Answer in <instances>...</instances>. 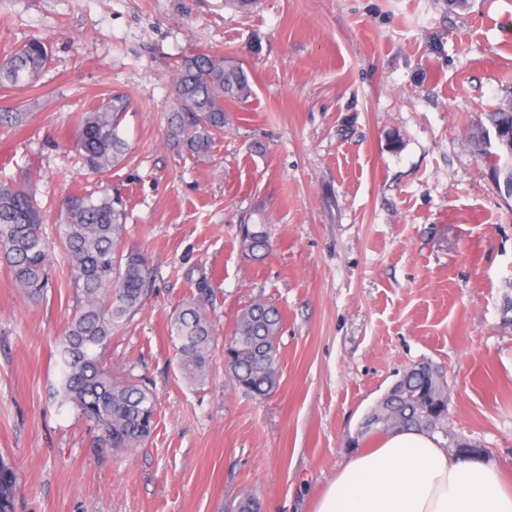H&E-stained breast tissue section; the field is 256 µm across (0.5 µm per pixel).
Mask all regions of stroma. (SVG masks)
<instances>
[{
    "label": "stroma",
    "instance_id": "1",
    "mask_svg": "<svg viewBox=\"0 0 512 512\" xmlns=\"http://www.w3.org/2000/svg\"><path fill=\"white\" fill-rule=\"evenodd\" d=\"M33 38L51 57L27 112L0 128V174L46 215L39 301L0 265V456L17 512H315L366 413L405 370L448 383V427L512 475V197L468 141L512 105V0H0V55ZM207 50L240 62L252 94L224 104L208 155L168 135L174 69ZM132 102L125 159L102 176L71 148L74 119L109 91ZM122 196L123 249L151 279L112 338L113 375L157 398L142 446L112 449L57 394L50 358L74 312L57 221L64 197ZM264 232L262 258L247 232ZM206 278L215 328L204 384L183 382L173 312ZM283 314L278 389L238 390L224 338L247 305Z\"/></svg>",
    "mask_w": 512,
    "mask_h": 512
}]
</instances>
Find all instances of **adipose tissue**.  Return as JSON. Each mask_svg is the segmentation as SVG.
Returning <instances> with one entry per match:
<instances>
[{
  "label": "adipose tissue",
  "instance_id": "1",
  "mask_svg": "<svg viewBox=\"0 0 512 512\" xmlns=\"http://www.w3.org/2000/svg\"><path fill=\"white\" fill-rule=\"evenodd\" d=\"M316 512H512V491L491 463L448 453L437 435L408 430L354 453Z\"/></svg>",
  "mask_w": 512,
  "mask_h": 512
}]
</instances>
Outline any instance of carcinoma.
Returning a JSON list of instances; mask_svg holds the SVG:
<instances>
[{"label": "carcinoma", "mask_w": 512, "mask_h": 512, "mask_svg": "<svg viewBox=\"0 0 512 512\" xmlns=\"http://www.w3.org/2000/svg\"><path fill=\"white\" fill-rule=\"evenodd\" d=\"M50 55L45 41L31 39L0 60V88L32 87ZM252 93L239 63L200 51L178 62L173 81L172 139L197 155H206L213 135L224 130V100ZM130 99L109 92L96 106L75 117L74 148L94 174H105L124 159L128 143L120 129ZM27 113L0 107V127L21 130ZM487 126L470 139L490 161L496 176L512 185V106L486 113ZM59 223L71 269L75 311L56 350L61 369L60 396L102 433L112 449L132 448L155 429L156 398L146 386L120 380L105 366L112 335L140 307L146 294L147 265L142 254L125 252L122 199L71 193L61 205ZM43 215L23 185L0 180V261L14 284L29 298L41 297L48 284V255ZM261 233L248 237L249 252L268 250ZM209 287L197 282V294L172 315L168 333L176 348V366L185 382L201 384L209 374L214 328L207 312ZM282 314L256 301L238 316L224 345V366L236 387L258 398L271 395L280 381L277 341ZM405 429L440 433L447 447L463 439L448 431V385L425 362L409 368L395 391L378 402L362 421L357 437ZM17 483L12 463L0 458V512H15Z\"/></svg>", "instance_id": "carcinoma-1"}]
</instances>
